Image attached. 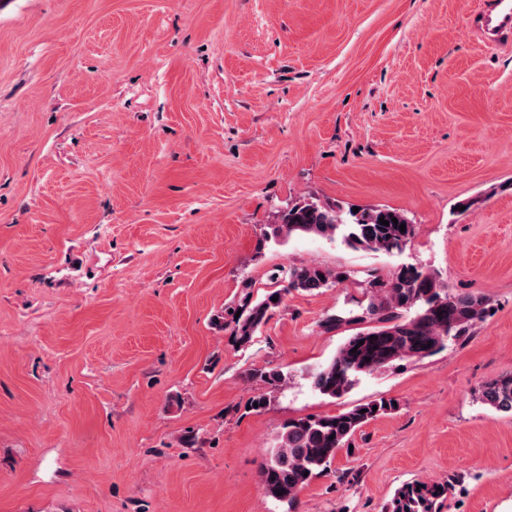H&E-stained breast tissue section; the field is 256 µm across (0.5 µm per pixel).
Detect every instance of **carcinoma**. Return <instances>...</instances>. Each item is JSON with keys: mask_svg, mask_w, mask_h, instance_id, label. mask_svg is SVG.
<instances>
[{"mask_svg": "<svg viewBox=\"0 0 512 512\" xmlns=\"http://www.w3.org/2000/svg\"><path fill=\"white\" fill-rule=\"evenodd\" d=\"M389 222L380 224L379 218ZM397 223H392V219ZM406 230L400 231V225ZM293 235L337 237L351 248L376 253L401 252L415 235V226L403 213L387 207L360 208L358 212L317 203L298 204L283 211L278 223L269 226L264 240H285ZM346 278L316 264L282 266L274 275L281 288L256 296L250 287L238 304L225 309L214 324L230 330L238 348L252 345L289 291L306 293L330 288ZM372 299L366 314L375 325L347 338L336 354L312 373V386L321 395L340 399L361 377L395 362L422 360L469 334L488 315L490 299L485 295L454 293L435 271L414 265L394 268L384 279L373 277ZM278 301H272V298ZM357 352H352V349ZM251 377L268 391L253 396L257 409L266 407L270 393L285 375L273 368H254ZM480 402L494 413L512 416V374L483 383L477 390ZM394 399L358 403L335 414L305 417L288 422L278 435L261 466L264 493L280 502H293L298 493L327 472L337 452L365 424L397 410ZM453 481H410L397 488L384 512H443Z\"/></svg>", "mask_w": 512, "mask_h": 512, "instance_id": "cac0c4a2", "label": "carcinoma"}]
</instances>
